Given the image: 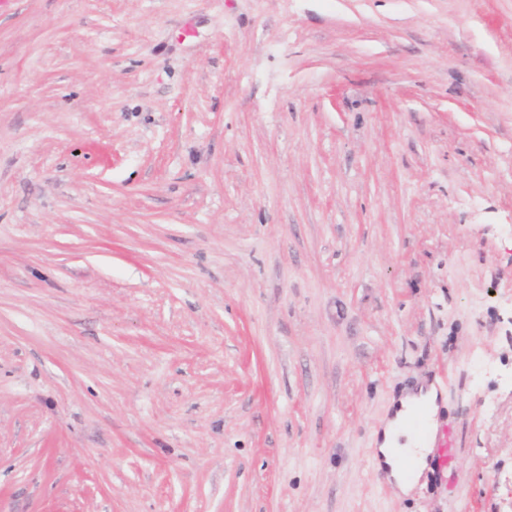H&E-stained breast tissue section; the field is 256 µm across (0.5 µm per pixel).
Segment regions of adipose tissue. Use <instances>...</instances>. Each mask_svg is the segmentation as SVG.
I'll use <instances>...</instances> for the list:
<instances>
[{
    "label": "adipose tissue",
    "instance_id": "1",
    "mask_svg": "<svg viewBox=\"0 0 512 512\" xmlns=\"http://www.w3.org/2000/svg\"><path fill=\"white\" fill-rule=\"evenodd\" d=\"M423 407L428 416H436L438 406L436 404L435 388H422L418 392L405 395L394 416L386 421L381 441L376 450V457L379 462L388 469L391 477L402 493H409L413 490L415 478L406 476L401 458L407 453H415L417 469H424L427 465V449L414 448L412 439H409L405 430L404 421L408 412L414 407Z\"/></svg>",
    "mask_w": 512,
    "mask_h": 512
}]
</instances>
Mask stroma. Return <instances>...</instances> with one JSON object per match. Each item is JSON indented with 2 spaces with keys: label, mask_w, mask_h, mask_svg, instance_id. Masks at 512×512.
<instances>
[{
  "label": "stroma",
  "mask_w": 512,
  "mask_h": 512,
  "mask_svg": "<svg viewBox=\"0 0 512 512\" xmlns=\"http://www.w3.org/2000/svg\"><path fill=\"white\" fill-rule=\"evenodd\" d=\"M0 512H512V0H0ZM421 406L427 412L431 421L438 413L436 404V390L420 387L416 393L405 395L394 416L386 421L378 448H375L376 458L389 470L390 476L403 494L411 492L427 465L439 475L448 473L452 475L458 460L457 450L453 447L448 431V424L433 427L430 420L422 412H416L409 420V424H416L418 428L420 447L411 448L414 442L405 430L404 421L408 412ZM405 438L404 441L402 439ZM430 448V450H429ZM413 450L416 455V468L411 477L404 474L401 457Z\"/></svg>",
  "instance_id": "1"
}]
</instances>
